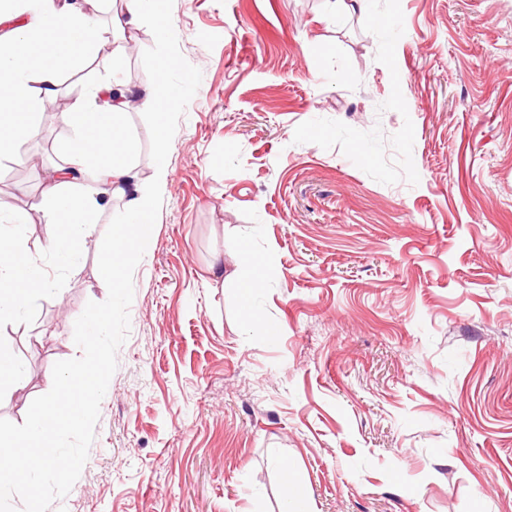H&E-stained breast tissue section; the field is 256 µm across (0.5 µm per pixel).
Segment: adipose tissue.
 <instances>
[{
  "label": "adipose tissue",
  "mask_w": 512,
  "mask_h": 512,
  "mask_svg": "<svg viewBox=\"0 0 512 512\" xmlns=\"http://www.w3.org/2000/svg\"><path fill=\"white\" fill-rule=\"evenodd\" d=\"M42 9L24 22L16 12L20 0H8L0 9V24L7 32L0 39V153L34 126L41 96L53 93L61 66L89 50L93 42L106 38L95 19L76 6L56 8L53 0H41ZM155 114V132L163 134V99L134 96L121 75L111 83L89 85L83 100L60 118L71 129L65 150L79 175L52 179L48 190L55 199L49 220L57 231L48 251L70 255L92 224L89 206L96 183L106 182L113 195L125 198L131 222L124 225L109 255L101 263V274L111 285H119L127 253L146 243L154 199L141 190L132 162L133 145L124 126L126 112L133 107ZM9 232H0V319L26 309L51 279L28 257L21 218H13Z\"/></svg>",
  "instance_id": "obj_1"
}]
</instances>
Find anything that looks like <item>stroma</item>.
<instances>
[{
    "mask_svg": "<svg viewBox=\"0 0 512 512\" xmlns=\"http://www.w3.org/2000/svg\"><path fill=\"white\" fill-rule=\"evenodd\" d=\"M76 2L136 50L100 41L40 110L116 70L173 97L164 139L126 115L150 243L88 459L48 512H512V0H163L135 26ZM69 135L43 121L0 155V214H24L53 281L0 321L28 379L0 405L15 424L81 356L128 220L100 183L76 254L46 250ZM243 248L252 322L207 284Z\"/></svg>",
    "mask_w": 512,
    "mask_h": 512,
    "instance_id": "stroma-1",
    "label": "stroma"
}]
</instances>
